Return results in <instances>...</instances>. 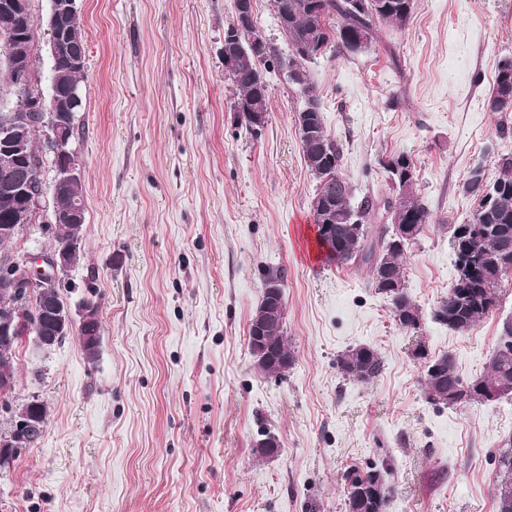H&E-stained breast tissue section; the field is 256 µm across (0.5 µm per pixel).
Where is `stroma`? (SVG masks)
Returning a JSON list of instances; mask_svg holds the SVG:
<instances>
[{
	"instance_id": "35a3bbf8",
	"label": "stroma",
	"mask_w": 512,
	"mask_h": 512,
	"mask_svg": "<svg viewBox=\"0 0 512 512\" xmlns=\"http://www.w3.org/2000/svg\"><path fill=\"white\" fill-rule=\"evenodd\" d=\"M87 43L76 123L84 172L83 258L62 296L102 298V341L88 363L69 337L46 355L21 347L17 400L49 409L41 440L0 476V512H346L340 477L389 462L388 512H495L498 448L512 398L435 405L424 363L451 355L483 376L512 320V276L466 332L433 311L455 281L447 225L474 207L462 190L512 152L485 98L512 57V0H416L404 26L380 25L365 51L305 68L320 91L341 171L356 195L384 193L381 159L404 152L431 214L404 259L420 326L403 329L366 268L318 256L296 89L272 63L258 135L234 117L224 77L233 0H80ZM287 272V376L254 364L248 327L260 266ZM368 345L384 367L345 380L339 357ZM40 377H32V370ZM279 438L276 458L252 443Z\"/></svg>"
}]
</instances>
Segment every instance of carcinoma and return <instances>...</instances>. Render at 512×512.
I'll use <instances>...</instances> for the list:
<instances>
[{
    "instance_id": "1",
    "label": "carcinoma",
    "mask_w": 512,
    "mask_h": 512,
    "mask_svg": "<svg viewBox=\"0 0 512 512\" xmlns=\"http://www.w3.org/2000/svg\"><path fill=\"white\" fill-rule=\"evenodd\" d=\"M299 2L301 0H288L291 19L283 36L288 44L296 38L301 40L302 60L306 62L328 52L364 50L374 42L379 23L401 27L415 9V0H366V7L362 9L356 7V0H318L322 27L319 42L314 44L307 14L294 9ZM241 45L244 51L238 56L233 84L241 111L235 113V118L250 134L256 135L260 128L251 123L246 113L268 112V87L247 40L241 39ZM73 46L87 48L77 13L68 19L67 39L48 81L60 77L67 84L81 86L86 61L72 62ZM293 85L299 88L302 96L298 125L311 130L308 141L302 146L308 171L317 183L330 173L343 178V150L325 128L318 88L309 80L295 81ZM486 106L490 112H512V57L499 62ZM27 109L28 102L19 97L11 107L0 106V125H26ZM380 165L388 173L390 192L387 196L369 193L356 202L353 186L348 181L334 194L314 191L311 213L316 228L315 242L330 262L340 265L352 262L366 267L375 291L388 298L393 318L403 328H414L417 323L401 321V317L417 309L407 292L404 276L403 258L409 244L393 248L391 240L393 225L415 224L421 230L429 223V212L419 199L418 191L408 195L403 193L401 177L406 175L416 179L411 156L404 152L392 154L381 160ZM494 165L496 177L491 182L486 181L483 167L477 166L470 171L463 190L474 198L472 217L465 224L449 225V241L458 276L436 307L434 318L460 332L469 330L492 311L497 300V287L505 278L498 263L505 252L512 258V152L497 155ZM325 224L333 225L335 237L324 234ZM74 235L72 225H54L50 248L66 244ZM438 362V374L425 371L422 384L425 399L435 395L448 406L484 401L480 390L490 389L503 379L512 381V321L503 324L492 365L483 376L466 381L450 356L442 355ZM338 364L344 378L360 383L373 380L383 369L381 355L370 346L348 350L338 359ZM497 473V512H512V496L507 501L503 497L506 481L512 477V441L498 451ZM341 485L347 512H387L391 489L385 468L369 466L363 471L351 467L342 474Z\"/></svg>"
}]
</instances>
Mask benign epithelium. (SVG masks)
I'll return each instance as SVG.
<instances>
[{"mask_svg": "<svg viewBox=\"0 0 512 512\" xmlns=\"http://www.w3.org/2000/svg\"><path fill=\"white\" fill-rule=\"evenodd\" d=\"M0 7L13 12L18 27L0 33V42L6 51L5 62L9 69L15 94L28 92L30 86L31 57L27 45L26 30L37 27L47 36L50 60H56L62 45L64 21L77 9V0H49L45 16L36 19L28 8L27 0H3ZM234 13L238 18L236 28L224 33V41L236 40L237 33L252 32L250 46L260 52L269 41L255 27L252 0H234ZM301 50L289 46L287 77L299 78ZM80 99L77 87L52 84L48 92H41L30 99V117L41 127L40 152L32 156L26 150L24 132L16 125L0 127V193L15 200V206L4 214L0 234L17 235L29 224L30 213L40 206L42 183L35 180L39 159L45 155L53 158L55 175L52 192L74 180L82 173L74 143L69 140V125L74 114L68 106ZM84 208L74 200L66 201L54 209L55 224H75L83 220ZM72 264L70 251L58 249L15 254L0 264V292L22 298V305L13 313L0 317V346L13 344L20 335H34L43 346L50 348L72 334L81 336L82 343L98 342L97 316L93 308L81 301L72 310L61 303L52 308L55 326L50 335H44L38 325L48 291L59 288L63 276ZM263 301L251 324L250 352L260 370L275 366L286 371L293 360L282 354L267 336L266 327L271 319H285L287 303L284 285L266 282L262 291ZM9 434L0 439V468H9L28 449L30 436L42 427L39 400L32 398L22 404L8 403Z\"/></svg>", "mask_w": 512, "mask_h": 512, "instance_id": "benign-epithelium-1", "label": "benign epithelium"}]
</instances>
